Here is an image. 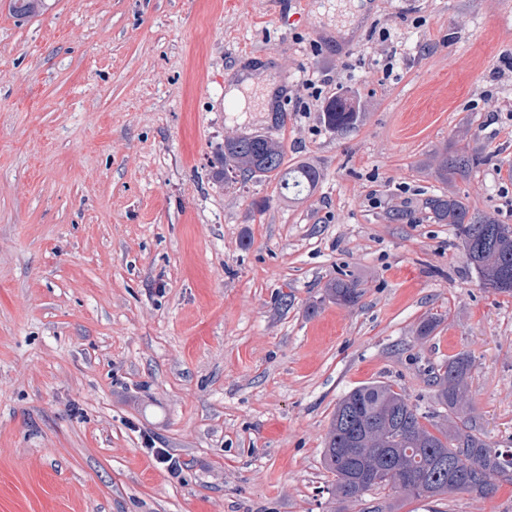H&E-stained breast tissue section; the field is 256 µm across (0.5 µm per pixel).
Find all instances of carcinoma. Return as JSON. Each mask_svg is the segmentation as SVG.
<instances>
[{"mask_svg": "<svg viewBox=\"0 0 512 512\" xmlns=\"http://www.w3.org/2000/svg\"><path fill=\"white\" fill-rule=\"evenodd\" d=\"M356 120L357 113L341 99L332 100L324 112V122L337 132L353 127ZM216 163L223 180L233 175L244 183L275 180L284 196L299 195L320 179L310 166L283 168V146L266 134L224 140ZM476 163V157L462 153L443 159L441 169L466 174ZM426 206L437 223L455 226L464 256L483 287L512 293V225L474 213L452 195L433 196ZM326 296L355 306L362 290L354 281L337 280ZM470 369L469 357L459 354L433 376L438 399L448 407L446 426L423 423L418 408L386 383L372 382L348 392L336 406L323 451L325 466L336 477L333 497L357 502L372 491L390 488L415 498L454 493L486 498L495 493L498 482H512V448H497L473 429Z\"/></svg>", "mask_w": 512, "mask_h": 512, "instance_id": "1", "label": "carcinoma"}]
</instances>
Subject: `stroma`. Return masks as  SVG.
<instances>
[{
  "instance_id": "35a3bbf8",
  "label": "stroma",
  "mask_w": 512,
  "mask_h": 512,
  "mask_svg": "<svg viewBox=\"0 0 512 512\" xmlns=\"http://www.w3.org/2000/svg\"><path fill=\"white\" fill-rule=\"evenodd\" d=\"M251 133L319 170L310 195L216 180ZM442 194L512 225V0H0V512H512L504 481L327 492L339 400L383 382L445 421L429 376L461 353L475 427L512 446V294ZM357 120V113L352 112L351 108L342 99L332 100L324 112V122L336 132L347 130L353 127ZM363 293L355 281L336 280L326 290V296L337 304L355 306ZM145 445L148 453L153 457L155 462L163 467L170 475H177L182 466L166 448H156V441L151 436H146Z\"/></svg>"
}]
</instances>
